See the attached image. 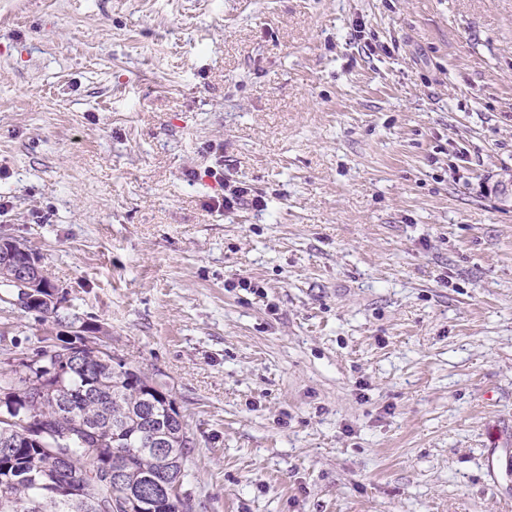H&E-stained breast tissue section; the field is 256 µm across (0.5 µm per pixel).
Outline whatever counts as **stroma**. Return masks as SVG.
<instances>
[{"instance_id":"1","label":"stroma","mask_w":512,"mask_h":512,"mask_svg":"<svg viewBox=\"0 0 512 512\" xmlns=\"http://www.w3.org/2000/svg\"><path fill=\"white\" fill-rule=\"evenodd\" d=\"M507 173L512 0H0V238L175 399L194 512H512ZM4 294L0 372L55 329ZM221 186L224 189V193L221 196H216L213 199V208L217 210L231 211L240 208L242 205H248L258 207L261 205V201L255 197H250V191L248 188L243 186H227L224 184V179L221 181Z\"/></svg>"}]
</instances>
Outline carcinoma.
I'll return each instance as SVG.
<instances>
[{
    "instance_id": "obj_1",
    "label": "carcinoma",
    "mask_w": 512,
    "mask_h": 512,
    "mask_svg": "<svg viewBox=\"0 0 512 512\" xmlns=\"http://www.w3.org/2000/svg\"><path fill=\"white\" fill-rule=\"evenodd\" d=\"M56 287L21 310L38 320L74 324L76 315L50 306ZM83 336H58L19 368L0 373V512H193L185 488L193 441L174 399L148 376L110 362L102 326L81 322ZM82 344L75 363L64 352ZM168 443L159 455L154 442ZM120 472L121 489L106 474ZM166 474L177 485L156 497L150 477Z\"/></svg>"
}]
</instances>
